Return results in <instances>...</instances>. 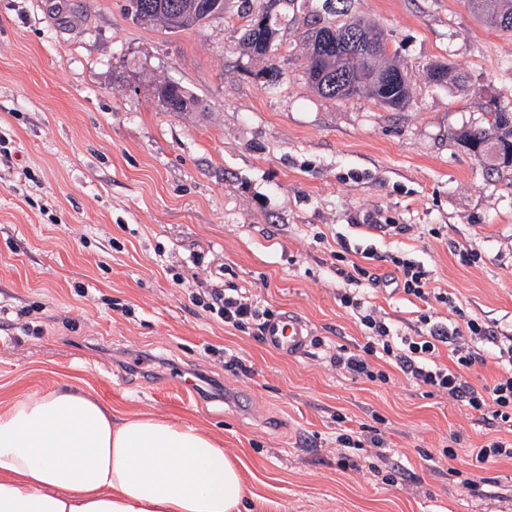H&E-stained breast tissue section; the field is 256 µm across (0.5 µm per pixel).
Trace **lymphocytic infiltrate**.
Listing matches in <instances>:
<instances>
[{
    "label": "lymphocytic infiltrate",
    "mask_w": 512,
    "mask_h": 512,
    "mask_svg": "<svg viewBox=\"0 0 512 512\" xmlns=\"http://www.w3.org/2000/svg\"><path fill=\"white\" fill-rule=\"evenodd\" d=\"M392 279L404 294L414 296L426 306L417 335L403 334L386 321L366 295L341 290L340 304L351 311L364 329V343L356 348L337 345L329 354V364L338 373L354 380L390 382L391 370H398L426 396L448 399L466 408L474 422L498 428V435L487 438L473 449V462L512 460V336L497 335L478 319L464 317L452 292L431 285L429 270L420 262L398 259ZM192 301L203 306L225 327L245 332L263 330L272 314L260 307L249 290L204 288L192 293ZM447 362H440V355ZM494 363L498 375L491 383L472 379L476 367ZM366 450L368 465H359L353 451ZM336 452L345 468H365L367 474L397 483L395 470L386 462L391 448L380 428L360 425L336 437Z\"/></svg>",
    "instance_id": "f902f5d3"
}]
</instances>
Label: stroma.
<instances>
[{
    "mask_svg": "<svg viewBox=\"0 0 512 512\" xmlns=\"http://www.w3.org/2000/svg\"><path fill=\"white\" fill-rule=\"evenodd\" d=\"M323 3L282 0L287 24L258 58L237 42L243 0L179 33L126 0H0V399L74 384L127 415L201 425L244 464L241 512H512V460L473 466L488 429L464 407L397 375L336 374L315 346L364 342L336 298L342 237L379 254L369 297L404 333L424 305L390 282L396 257L512 334V167L488 172L459 139L512 107V33L468 0H352L408 73L392 109L308 83L303 33ZM435 62L446 84L429 82ZM161 82L195 108L164 111ZM211 287L294 310L314 344L283 357L224 327L190 299ZM228 352L246 373L223 369ZM208 358L210 384L185 400L177 379ZM363 424L385 432L405 482L342 469L336 435Z\"/></svg>",
    "mask_w": 512,
    "mask_h": 512,
    "instance_id": "1",
    "label": "stroma"
}]
</instances>
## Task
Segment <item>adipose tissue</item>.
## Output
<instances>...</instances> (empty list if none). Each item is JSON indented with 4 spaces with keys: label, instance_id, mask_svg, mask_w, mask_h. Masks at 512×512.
Wrapping results in <instances>:
<instances>
[{
    "label": "adipose tissue",
    "instance_id": "adipose-tissue-1",
    "mask_svg": "<svg viewBox=\"0 0 512 512\" xmlns=\"http://www.w3.org/2000/svg\"><path fill=\"white\" fill-rule=\"evenodd\" d=\"M241 461L194 423L114 417L86 390L0 404V512H239Z\"/></svg>",
    "mask_w": 512,
    "mask_h": 512
}]
</instances>
